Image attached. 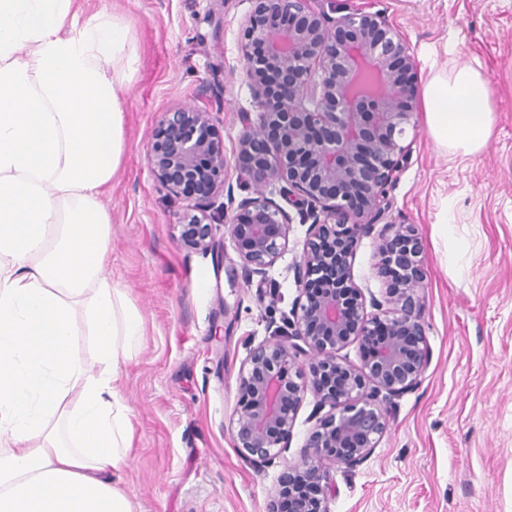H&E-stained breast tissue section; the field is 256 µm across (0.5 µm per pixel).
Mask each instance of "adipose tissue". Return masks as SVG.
<instances>
[{"label": "adipose tissue", "instance_id": "ef3b65f1", "mask_svg": "<svg viewBox=\"0 0 512 512\" xmlns=\"http://www.w3.org/2000/svg\"><path fill=\"white\" fill-rule=\"evenodd\" d=\"M129 23L79 0H0V512H133L119 383L142 319L107 273L106 187L124 155ZM428 129L452 155L487 144L473 66L434 73ZM83 322L95 363L74 354Z\"/></svg>", "mask_w": 512, "mask_h": 512}]
</instances>
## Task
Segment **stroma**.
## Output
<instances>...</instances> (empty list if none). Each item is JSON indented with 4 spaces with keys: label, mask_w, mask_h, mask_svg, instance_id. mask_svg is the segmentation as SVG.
I'll list each match as a JSON object with an SVG mask.
<instances>
[{
    "label": "stroma",
    "mask_w": 512,
    "mask_h": 512,
    "mask_svg": "<svg viewBox=\"0 0 512 512\" xmlns=\"http://www.w3.org/2000/svg\"><path fill=\"white\" fill-rule=\"evenodd\" d=\"M378 12L405 38L426 86L432 69L472 65L494 105L486 147L452 156L415 117L409 157L388 187L384 222L421 244V319L430 350L419 385L397 398L386 433L357 467L336 466L328 512H512V0H341ZM131 26L138 69L124 96L125 153L104 197L110 270L143 322L121 393L133 438L122 487L133 512H266L288 465L326 415L304 397L284 457H242L227 430L240 366L296 304L308 227L266 276L244 270L228 229L222 257L187 249L147 165L160 112L198 102L212 112L228 160L245 119H258L242 53L251 0H84ZM452 225H445V216ZM374 235L351 259L365 296H381ZM463 247L460 268L448 253ZM277 286L278 298L269 295ZM223 343H216L215 332Z\"/></svg>",
    "instance_id": "1"
}]
</instances>
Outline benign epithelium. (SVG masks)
<instances>
[{
    "mask_svg": "<svg viewBox=\"0 0 512 512\" xmlns=\"http://www.w3.org/2000/svg\"><path fill=\"white\" fill-rule=\"evenodd\" d=\"M315 0H253L246 27L247 78L256 122L245 125L240 155H224L212 113L183 104L160 113L147 152L151 173L166 195L185 202L174 213L184 246L213 252L214 228L229 223L238 256L251 275L266 276L288 246L289 215L272 199L277 193L311 220V238L298 263V307L288 332L249 351L239 374L237 402L229 420L236 448L246 458L272 462L288 450L295 413L305 391L334 413L309 437L301 462L292 467L267 512H280L285 490L296 475L319 488L314 512H327L336 494L330 470L351 469L386 431L395 399L416 386L428 363L419 320L424 290L421 247L414 229L385 224L378 234L379 268L402 242L414 245L405 276L386 284L385 301L366 310L350 276V259L362 234L388 209L385 187L408 156L403 141L416 109V63L405 40L379 13H347L333 21ZM263 48L253 56L254 44ZM246 182V197L226 219L224 196L231 180ZM204 182L201 190L186 184ZM352 236L349 255L332 258L318 243L336 226ZM336 266V280L317 299L306 282L319 265ZM380 323L389 333L359 367L338 358L353 342H364ZM347 441L351 451L337 458L329 449Z\"/></svg>",
    "mask_w": 512,
    "mask_h": 512,
    "instance_id": "obj_1",
    "label": "benign epithelium"
}]
</instances>
